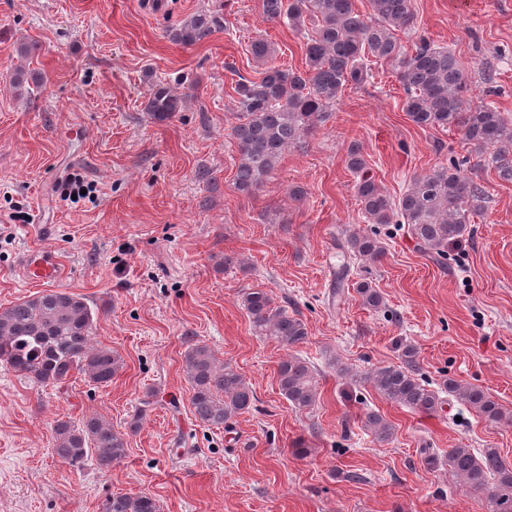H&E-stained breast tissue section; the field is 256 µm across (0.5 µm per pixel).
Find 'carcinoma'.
Returning <instances> with one entry per match:
<instances>
[{"mask_svg":"<svg viewBox=\"0 0 512 512\" xmlns=\"http://www.w3.org/2000/svg\"><path fill=\"white\" fill-rule=\"evenodd\" d=\"M356 0H263L266 17L297 31L313 21L304 35V66L282 69L271 65L261 77H241L234 85L238 123L231 129L236 146L235 185L240 191L259 188L275 170L283 153L322 121L328 108L346 87L360 85L369 75L370 62L395 68L405 98L403 110L422 128L461 132L475 151L470 169L454 161L414 176L397 199L367 175L368 162L361 150H349L348 169L358 176L356 193L371 224H406L425 251L444 259L448 244L461 238L471 218L485 208L487 194L478 172L492 168L498 179L512 183V119L492 102L471 104L469 78L460 60L427 37H417L407 52L394 36L415 27L411 0H370L371 17L360 14ZM218 27L206 12L193 14L167 30L178 45L194 46ZM183 98L161 84L148 90L146 111L159 122L182 108ZM343 257L377 264L385 246L366 233H351L342 246ZM361 304L379 309L383 297L368 281L357 283ZM255 332L290 350L308 339L306 323L275 305L271 295L250 288L240 295ZM94 313L85 299L64 289L46 290L0 309V362L41 388L65 383L75 373L96 387H106L122 368L118 354L95 340ZM399 363L376 367L364 374L365 382L385 400L425 414L436 412L446 393L473 409L486 422L512 424V415L484 389L465 385L453 377L435 390L418 377V348L398 346ZM184 363L191 384L194 418L208 427L221 428L247 412L256 400L254 391L233 367L220 361L205 344L187 342ZM280 394L298 412L310 411L318 399L319 381L308 363L294 353L277 368ZM364 427L379 445L389 443L393 426L380 414L368 412ZM53 454L75 466L92 456L108 470L127 455L126 434L112 429L101 416L76 425L58 419L52 428ZM448 471L465 491L485 499L487 512H512V464L497 448L473 452L450 448ZM101 512H160L151 495L114 494Z\"/></svg>","mask_w":512,"mask_h":512,"instance_id":"1","label":"carcinoma"}]
</instances>
